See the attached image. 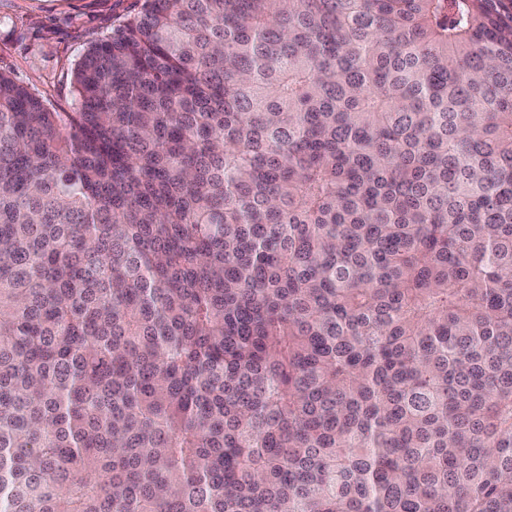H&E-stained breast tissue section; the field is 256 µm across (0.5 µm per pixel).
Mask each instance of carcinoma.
Instances as JSON below:
<instances>
[{
    "instance_id": "1",
    "label": "carcinoma",
    "mask_w": 512,
    "mask_h": 512,
    "mask_svg": "<svg viewBox=\"0 0 512 512\" xmlns=\"http://www.w3.org/2000/svg\"><path fill=\"white\" fill-rule=\"evenodd\" d=\"M0 70V512H512V0H144Z\"/></svg>"
}]
</instances>
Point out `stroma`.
Masks as SVG:
<instances>
[{
  "label": "stroma",
  "instance_id": "obj_1",
  "mask_svg": "<svg viewBox=\"0 0 512 512\" xmlns=\"http://www.w3.org/2000/svg\"><path fill=\"white\" fill-rule=\"evenodd\" d=\"M139 0H0V70L55 112L74 109L70 72L90 40L111 34Z\"/></svg>",
  "mask_w": 512,
  "mask_h": 512
}]
</instances>
